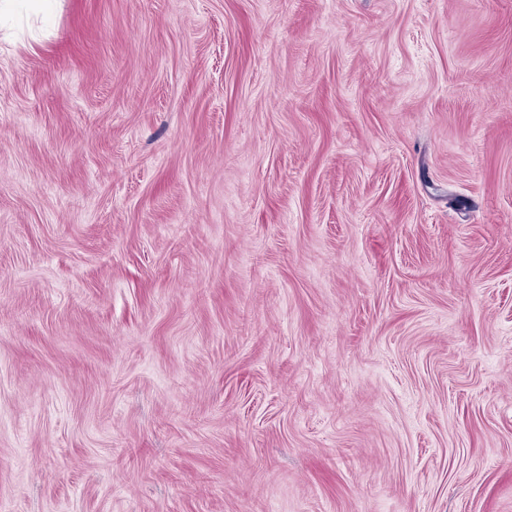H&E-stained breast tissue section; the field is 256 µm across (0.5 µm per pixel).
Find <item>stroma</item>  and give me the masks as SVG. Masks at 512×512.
I'll return each instance as SVG.
<instances>
[{"label": "stroma", "mask_w": 512, "mask_h": 512, "mask_svg": "<svg viewBox=\"0 0 512 512\" xmlns=\"http://www.w3.org/2000/svg\"><path fill=\"white\" fill-rule=\"evenodd\" d=\"M24 23L0 512H512V0Z\"/></svg>", "instance_id": "stroma-1"}]
</instances>
